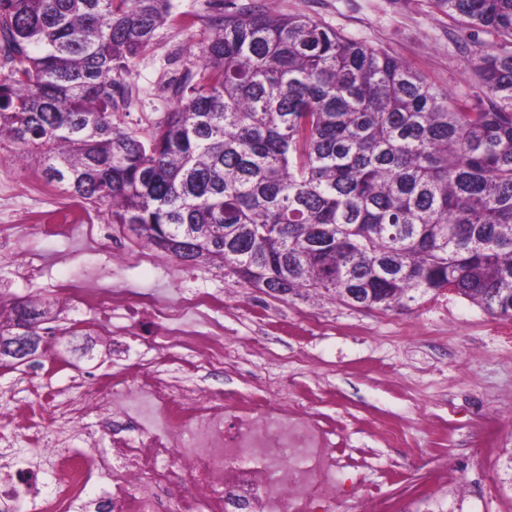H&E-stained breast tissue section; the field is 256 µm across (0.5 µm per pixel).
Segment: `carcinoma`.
Segmentation results:
<instances>
[{
	"label": "carcinoma",
	"mask_w": 512,
	"mask_h": 512,
	"mask_svg": "<svg viewBox=\"0 0 512 512\" xmlns=\"http://www.w3.org/2000/svg\"><path fill=\"white\" fill-rule=\"evenodd\" d=\"M500 41L464 109L404 62L262 0L203 16L173 109L116 122L173 0H0V145L177 262L369 306L459 289L512 307V0H438Z\"/></svg>",
	"instance_id": "cac0c4a2"
}]
</instances>
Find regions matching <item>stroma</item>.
Returning <instances> with one entry per match:
<instances>
[{
    "mask_svg": "<svg viewBox=\"0 0 512 512\" xmlns=\"http://www.w3.org/2000/svg\"><path fill=\"white\" fill-rule=\"evenodd\" d=\"M278 15H306L322 26L408 63L454 101L471 100L468 47L495 44V33L448 16L437 0H271ZM206 36L202 23L165 26L137 57L119 104L120 120L138 128L163 117L173 102L165 89L173 65H188ZM16 183L7 226L15 257L0 258V297L46 309L48 331L38 354L0 364V439L13 442L0 458V482L38 463L29 440L43 424L46 395L79 394L80 380L125 371L113 394L134 392L132 370L156 355L159 323H128L124 335L101 329L64 286L102 281L134 299L155 294L176 300L205 294L218 301L212 316L236 357L223 371H200L191 386L245 398H272L278 383L301 398L320 421L333 425L339 447L360 450L363 466L340 476L345 496L367 503L370 488L391 495L412 488L406 512H512V321L484 314L454 294L427 296L407 309L357 310L325 297L278 298L249 288L218 267L183 266L158 250L150 261L121 266L107 241L87 246L81 228L38 232L29 208L56 216L66 195L46 186L30 153L0 150V171ZM36 267L20 276L15 258ZM28 404L26 423L9 419Z\"/></svg>",
    "mask_w": 512,
    "mask_h": 512,
    "instance_id": "stroma-1",
    "label": "stroma"
}]
</instances>
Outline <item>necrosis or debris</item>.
Masks as SVG:
<instances>
[{"label":"necrosis or debris","mask_w":512,"mask_h":512,"mask_svg":"<svg viewBox=\"0 0 512 512\" xmlns=\"http://www.w3.org/2000/svg\"><path fill=\"white\" fill-rule=\"evenodd\" d=\"M210 307L195 295L141 303L138 317L163 327L158 363L181 347L195 354L181 361L185 371L223 366L230 355L223 322L208 320L203 331L195 323ZM139 376L138 401L112 407L109 451L78 455L52 435L41 439L66 484L40 498L38 512H77L95 472L109 479L103 512H346L339 477L357 461L337 450L310 411L268 398L229 405L220 392L169 384L145 368ZM111 389L108 375L88 382L78 400L49 412L50 426L82 435L81 421Z\"/></svg>","instance_id":"1"}]
</instances>
